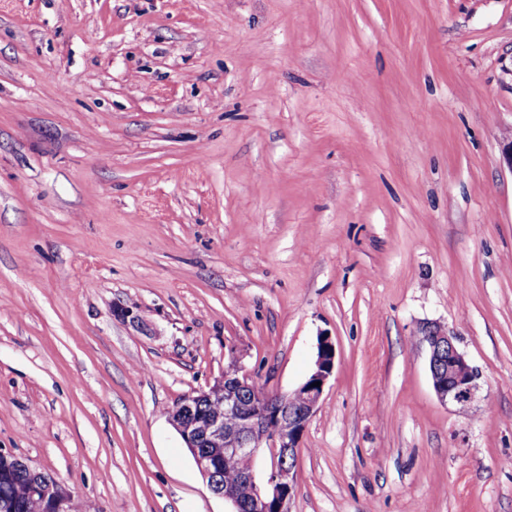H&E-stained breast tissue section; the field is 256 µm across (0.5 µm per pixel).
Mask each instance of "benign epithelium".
I'll use <instances>...</instances> for the list:
<instances>
[{"label":"benign epithelium","instance_id":"benign-epithelium-1","mask_svg":"<svg viewBox=\"0 0 512 512\" xmlns=\"http://www.w3.org/2000/svg\"><path fill=\"white\" fill-rule=\"evenodd\" d=\"M421 331L435 394L460 411L471 408L480 391V373L459 349L457 336L437 324H426ZM335 362V344L328 336L320 337L306 380L281 400L258 401L250 394L253 379L236 360L209 390L182 398L168 412L198 471L213 494L231 504V512H291L300 441L320 407ZM315 382L321 386H313ZM203 398L219 400L223 410H202ZM229 456L253 461L234 484L218 480L220 458ZM33 491L48 512H73L70 496L54 479L40 475Z\"/></svg>","mask_w":512,"mask_h":512}]
</instances>
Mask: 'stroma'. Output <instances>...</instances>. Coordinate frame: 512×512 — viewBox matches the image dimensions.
I'll return each instance as SVG.
<instances>
[{
	"mask_svg": "<svg viewBox=\"0 0 512 512\" xmlns=\"http://www.w3.org/2000/svg\"><path fill=\"white\" fill-rule=\"evenodd\" d=\"M510 140L512 0H0V448L75 512H229L168 410L328 335L292 512H512ZM433 390L459 411L470 409L480 391V373L457 345V336L437 324L421 328Z\"/></svg>",
	"mask_w": 512,
	"mask_h": 512,
	"instance_id": "obj_1",
	"label": "stroma"
}]
</instances>
